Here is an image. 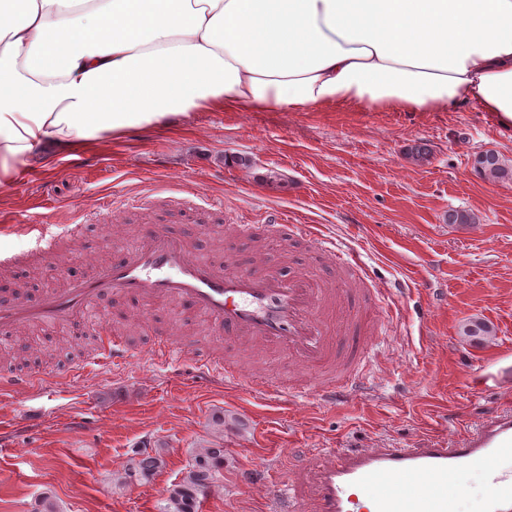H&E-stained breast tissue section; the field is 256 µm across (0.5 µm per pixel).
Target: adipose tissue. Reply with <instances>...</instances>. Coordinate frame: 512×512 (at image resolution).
Wrapping results in <instances>:
<instances>
[{
  "label": "adipose tissue",
  "mask_w": 512,
  "mask_h": 512,
  "mask_svg": "<svg viewBox=\"0 0 512 512\" xmlns=\"http://www.w3.org/2000/svg\"><path fill=\"white\" fill-rule=\"evenodd\" d=\"M512 129V0H0V185L203 110L449 112Z\"/></svg>",
  "instance_id": "ef3b65f1"
}]
</instances>
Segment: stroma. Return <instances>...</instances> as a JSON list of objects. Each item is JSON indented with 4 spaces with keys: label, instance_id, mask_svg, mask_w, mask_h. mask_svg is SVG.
<instances>
[{
    "label": "stroma",
    "instance_id": "obj_1",
    "mask_svg": "<svg viewBox=\"0 0 512 512\" xmlns=\"http://www.w3.org/2000/svg\"><path fill=\"white\" fill-rule=\"evenodd\" d=\"M418 145L426 159L413 157ZM486 149L512 164V130L469 104L451 112L202 111L78 142L79 161L41 147L25 168L29 182L0 187V214L85 225L84 257L69 270L31 260L0 274L14 287H61L86 258L130 248L141 225L159 222L202 254L228 250L246 261L270 253L281 270L332 276L327 257L306 242L233 236L223 210L208 207L220 199L248 223L279 210L350 246L365 267L364 288L388 293L392 304L384 332L369 338L374 362L363 385L333 404L311 394L267 401L199 381L187 360L156 370L149 340L172 325L195 352L224 351L201 319L169 302L145 312L118 298L67 331L0 334V369L26 363L42 386L0 394V512H36L45 496L58 512H164L203 446L223 449L224 468L198 512H257L265 464L302 483L315 449L457 439L512 402V182L473 171L471 157ZM106 196L139 206L115 224L98 210ZM199 209L222 224L219 234L199 230ZM452 210L468 211L473 223H449ZM364 288L350 292V307L362 306ZM472 319L492 334L478 343L461 336ZM115 328L125 330L133 364L78 383L62 378ZM138 450L161 452L165 467L146 480L132 473Z\"/></svg>",
    "mask_w": 512,
    "mask_h": 512
}]
</instances>
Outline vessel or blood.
<instances>
[{
    "mask_svg": "<svg viewBox=\"0 0 512 512\" xmlns=\"http://www.w3.org/2000/svg\"><path fill=\"white\" fill-rule=\"evenodd\" d=\"M239 236L264 230L274 237H297L328 254L347 277L361 279L363 267L355 253L323 238L315 226L291 224L271 215L264 226L236 222ZM33 246L28 256L55 269L61 256L60 237L76 238L83 225H64L53 233L41 224H27ZM115 296H131L149 308L159 301L176 300L202 316L211 333L225 344L247 345L285 354L293 362L314 368L335 352L336 338L324 325L338 302V292L304 273L285 274L265 262H236L228 258L199 257L184 236L164 224H146L135 247L122 251L88 273L71 277L65 288L29 294L18 288H0V331L16 333L34 324L66 327L80 324L86 312ZM363 346L355 362L342 374L315 386L323 401L351 387L359 364L369 359ZM165 367L189 350L172 331L159 333L150 350ZM196 371L221 375L225 383L269 398L287 394L276 379L244 374L225 357L191 356ZM98 359L113 369H125L133 352L119 332L102 340ZM38 380L33 373H1L0 390L27 392ZM480 469L487 491L477 512H512V406L496 408L474 430L458 441L435 440L411 448H323L317 451L307 474L309 496H301L293 480L274 478L264 512H360L370 503L372 512H454L448 480L461 472Z\"/></svg>",
    "mask_w": 512,
    "mask_h": 512,
    "instance_id": "vessel-or-blood-1",
    "label": "vessel or blood"
}]
</instances>
